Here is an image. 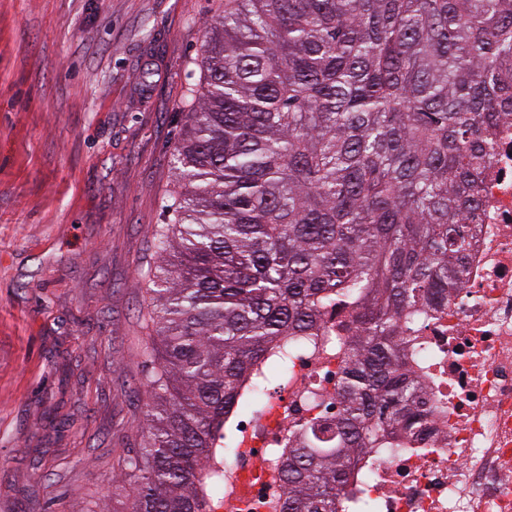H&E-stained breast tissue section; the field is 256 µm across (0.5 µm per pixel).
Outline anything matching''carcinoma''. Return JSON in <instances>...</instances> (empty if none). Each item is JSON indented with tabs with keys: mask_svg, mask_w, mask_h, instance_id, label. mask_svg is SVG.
Listing matches in <instances>:
<instances>
[{
	"mask_svg": "<svg viewBox=\"0 0 512 512\" xmlns=\"http://www.w3.org/2000/svg\"><path fill=\"white\" fill-rule=\"evenodd\" d=\"M153 233L159 367L132 512H203L207 461L256 367L273 381L345 311L340 410L280 460L283 512H337L351 457L421 433L406 362L463 285L483 173L512 113V0H227Z\"/></svg>",
	"mask_w": 512,
	"mask_h": 512,
	"instance_id": "cac0c4a2",
	"label": "carcinoma"
}]
</instances>
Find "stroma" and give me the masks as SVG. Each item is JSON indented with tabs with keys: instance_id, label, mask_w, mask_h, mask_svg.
I'll return each mask as SVG.
<instances>
[{
	"instance_id": "35a3bbf8",
	"label": "stroma",
	"mask_w": 512,
	"mask_h": 512,
	"mask_svg": "<svg viewBox=\"0 0 512 512\" xmlns=\"http://www.w3.org/2000/svg\"><path fill=\"white\" fill-rule=\"evenodd\" d=\"M224 0H0V512H130L150 269Z\"/></svg>"
}]
</instances>
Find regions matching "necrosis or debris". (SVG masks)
Returning a JSON list of instances; mask_svg holds the SVG:
<instances>
[{
    "instance_id": "necrosis-or-debris-1",
    "label": "necrosis or debris",
    "mask_w": 512,
    "mask_h": 512,
    "mask_svg": "<svg viewBox=\"0 0 512 512\" xmlns=\"http://www.w3.org/2000/svg\"><path fill=\"white\" fill-rule=\"evenodd\" d=\"M336 316L302 343L285 375L247 381L253 408L232 416L195 484L207 512H282L279 461L300 426L335 417L342 354ZM411 365L425 415L416 437L381 441L355 460L338 512H512V116L482 184L467 282L418 321ZM223 474L215 486V474Z\"/></svg>"
}]
</instances>
